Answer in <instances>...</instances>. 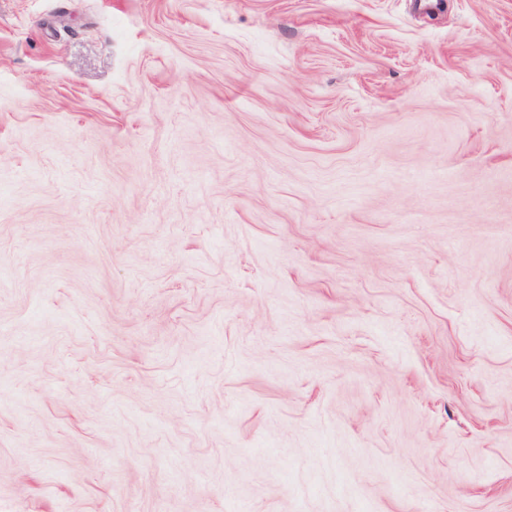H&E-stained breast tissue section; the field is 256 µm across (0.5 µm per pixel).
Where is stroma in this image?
Listing matches in <instances>:
<instances>
[{"mask_svg":"<svg viewBox=\"0 0 512 512\" xmlns=\"http://www.w3.org/2000/svg\"><path fill=\"white\" fill-rule=\"evenodd\" d=\"M0 512H512V0H0Z\"/></svg>","mask_w":512,"mask_h":512,"instance_id":"obj_1","label":"stroma"}]
</instances>
